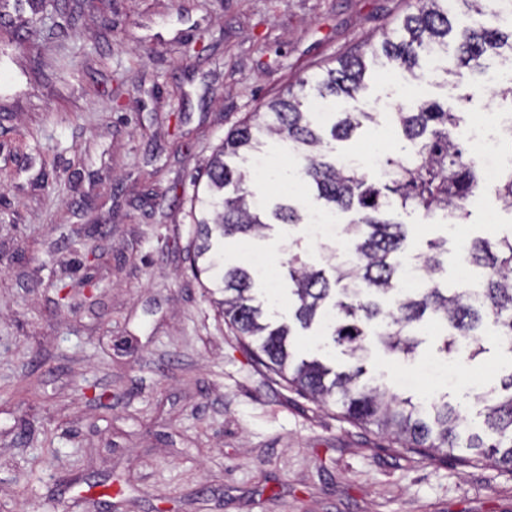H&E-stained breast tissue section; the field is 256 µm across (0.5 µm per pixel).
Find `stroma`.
I'll return each instance as SVG.
<instances>
[{
  "label": "stroma",
  "instance_id": "1",
  "mask_svg": "<svg viewBox=\"0 0 512 512\" xmlns=\"http://www.w3.org/2000/svg\"><path fill=\"white\" fill-rule=\"evenodd\" d=\"M418 0H47L0 24V512H512V470L491 459H430L347 420L259 365L192 264L190 201L227 132L320 66L380 41ZM500 76L436 78L421 94L370 65L358 99L375 124L336 148L402 146L396 107L435 101L472 123L511 112ZM442 278L459 287V237L512 233V208L484 194ZM300 227L248 245L275 265ZM89 281L98 303L56 306ZM279 288L275 319L295 360H353L295 324ZM425 317L414 357L367 337L365 379L460 407L481 430V395L512 372L485 323L482 351L451 359ZM110 394L109 407L91 400Z\"/></svg>",
  "mask_w": 512,
  "mask_h": 512
}]
</instances>
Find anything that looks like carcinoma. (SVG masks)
Segmentation results:
<instances>
[{"label": "carcinoma", "instance_id": "cac0c4a2", "mask_svg": "<svg viewBox=\"0 0 512 512\" xmlns=\"http://www.w3.org/2000/svg\"><path fill=\"white\" fill-rule=\"evenodd\" d=\"M420 7L406 15L400 25L384 34L378 45L336 59L251 113L224 138L206 171V187L192 201L195 224L193 265L197 272H210L213 286L224 293L220 302L224 321L235 330L243 346L267 369L321 402L338 401L344 416L359 425H376L406 448H416L433 458L460 447L462 417L448 404L435 408L427 422L411 400H399L378 386L360 381L359 366L332 372L317 360L292 361L286 325L271 326L264 320L263 303L252 295L253 269L228 266L213 250L212 239L246 240L263 236L273 224L305 223V208L294 195L279 193L277 202L249 186V158L262 151L269 139H278L299 158L298 176L315 191V201L328 212L351 213L345 224L355 259L334 267V279L325 270L292 252L286 264L292 284L294 317L308 329L335 314L330 326L335 343L347 345L351 354L363 350L365 337L374 334L393 352L413 354L419 341L413 328L425 315L440 318L449 337L447 353L457 351L458 338L480 344L484 320L491 318L501 343L512 353V235L474 238L464 243L463 259L483 269L481 301L474 305L463 288H446L438 274L441 257L448 252V238L426 242L420 256L424 277L421 285L399 293L396 285L404 260L407 225L385 215L395 208H411L423 219L440 217L445 222L465 224L472 215V200L484 189L481 171L468 146L456 135L460 117L437 102L415 112H396L407 144L396 155L385 157L388 178L372 180L354 168H345L330 154L329 142L320 133L323 124L314 114L309 97L323 100L353 97L364 88L365 57L382 55L394 69L417 79L419 61L439 48L448 47L453 27L451 17L460 9L481 17L476 29L463 33L459 66L471 73L488 69L489 49H509L512 63V24L504 18L505 0H419ZM374 112H341L330 126L333 140H346L363 122L375 121ZM507 394L484 396L487 437L470 435L466 448L475 455L491 454L512 469V372L504 382Z\"/></svg>", "mask_w": 512, "mask_h": 512}]
</instances>
